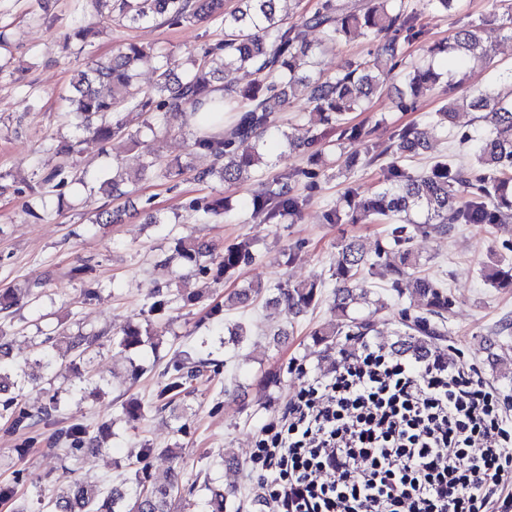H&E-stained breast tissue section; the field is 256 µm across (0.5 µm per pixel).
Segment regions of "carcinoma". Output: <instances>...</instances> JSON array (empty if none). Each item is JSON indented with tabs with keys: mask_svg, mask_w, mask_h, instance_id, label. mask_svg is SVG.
<instances>
[{
	"mask_svg": "<svg viewBox=\"0 0 512 512\" xmlns=\"http://www.w3.org/2000/svg\"><path fill=\"white\" fill-rule=\"evenodd\" d=\"M280 0H237V7L224 10V0H92L95 23L116 18L131 24L162 19L173 25L218 21L224 26V39L204 49L201 55H190V66L178 76L169 67L162 52L150 45L129 42L103 60H94L88 69L77 74L68 93L61 97L64 111L78 120V127L102 144L119 138L141 145L140 132L131 133L121 118L124 112H160L163 121L147 123L145 128L156 141L171 130L169 118L179 117L183 124L205 111L228 112L231 121L224 132L195 138L194 148L217 159L224 167L197 174L201 181L215 178L228 184L250 181L264 164L265 139L279 134L275 113L288 104L292 89H301L312 105L314 124L341 129V137L349 140L366 138L362 126L344 125L350 112H364L371 99L381 93L386 79L403 61L401 39H416L417 12L408 0H318L315 11L298 19L280 15ZM463 0H427L434 13H458ZM321 31L323 44L334 46L352 36H361L374 46L367 58L349 61L339 72L326 75L318 69L314 48L306 41V30ZM446 53L461 62L484 64L480 25L469 23L460 29L447 46L432 47L429 53ZM149 63L155 78L147 86L137 84V70ZM256 75L253 83L238 87L232 75L240 70ZM409 97L413 100L445 82L448 74L425 61L402 72ZM224 84V103L208 104L216 84ZM106 87L102 92L100 87ZM469 108L483 114L488 127L475 139L470 162L458 164L446 156L434 160L426 169L410 173L400 165L401 159L426 148L424 133L417 125L399 130L393 143L392 161L381 166L379 191L364 198L352 186L345 191L348 209L331 207L324 212L327 224L363 221L391 224L388 247L368 252L354 238L341 243L331 269L336 279L333 303L336 322L315 331L316 342L329 351L339 336H368L373 332L372 317L387 308L385 299L364 287L367 278L387 269L393 274L392 287L401 295L407 293L417 301V314L404 313L403 329L389 348L398 355L408 354L422 359L430 357V343L444 335L443 324L452 301L445 286L417 274L419 256L409 242L416 234H446L454 224L483 226L498 224L512 212V72L502 76L493 87L477 92ZM322 135L307 128L283 133L281 145L298 150L320 140ZM252 142L248 151L239 144ZM190 168V163L167 165L151 148L142 154L141 170L153 171L173 179ZM101 185L116 198L131 194L132 179L118 159H112V171L102 170ZM319 172L299 167L288 173V179L276 180L251 196L249 219L263 224H280L298 216L307 206L310 195L293 192L290 181L302 180L309 191L318 188ZM84 182L65 164L47 170L41 186L56 192L57 204H63L60 190ZM193 211L205 220L224 213V199L195 201ZM257 258L254 241L245 239L219 252L204 243H176L168 263H184L196 275L219 282L231 277L242 266ZM484 278L498 288L512 287V268L497 263L483 269ZM321 283L317 280L274 289L269 304L284 307L295 316H303L316 304ZM40 285L33 283L23 290L8 289L0 293V311H7L26 299L40 297ZM150 312L163 316L175 302L171 290L158 288L151 293ZM97 334H72L61 330L57 337L43 340L46 347L35 367L49 371L56 357L71 362L83 360L97 344ZM112 343L128 352L146 347L156 350L160 340L138 324L127 323L113 334ZM212 360L189 352L174 362L164 385L153 400L144 405L131 402L123 406L118 420L142 419L151 410H164L189 394L193 382L201 379ZM43 379L13 365L11 340L0 334V418L11 427L39 422H56L60 414L57 389L48 402L35 412L19 407L17 394ZM89 428L73 423L56 432V440L67 445L63 452L72 455L81 450ZM179 471L172 470L162 482H152L146 467L135 471L134 484L121 482L110 488L98 481L80 477L69 479L65 489L48 501V512H173L181 493ZM204 512H230L235 492L212 486L204 481Z\"/></svg>",
	"mask_w": 512,
	"mask_h": 512,
	"instance_id": "carcinoma-1",
	"label": "carcinoma"
}]
</instances>
